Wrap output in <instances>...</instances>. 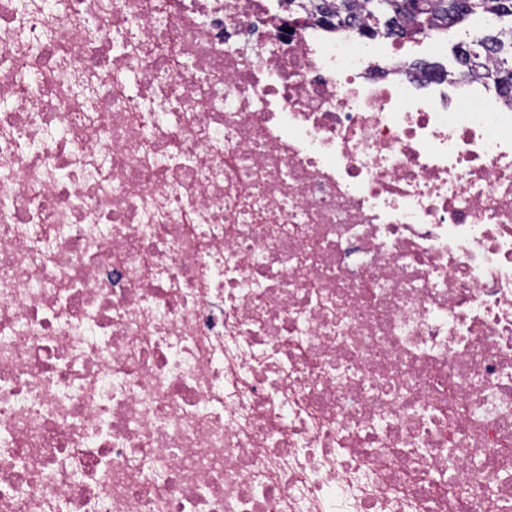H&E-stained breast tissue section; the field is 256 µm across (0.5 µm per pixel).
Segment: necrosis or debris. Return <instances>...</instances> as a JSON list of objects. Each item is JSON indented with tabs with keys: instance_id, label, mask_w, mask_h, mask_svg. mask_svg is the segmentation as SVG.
Instances as JSON below:
<instances>
[{
	"instance_id": "1",
	"label": "necrosis or debris",
	"mask_w": 512,
	"mask_h": 512,
	"mask_svg": "<svg viewBox=\"0 0 512 512\" xmlns=\"http://www.w3.org/2000/svg\"><path fill=\"white\" fill-rule=\"evenodd\" d=\"M286 0H0V512H512V103Z\"/></svg>"
}]
</instances>
